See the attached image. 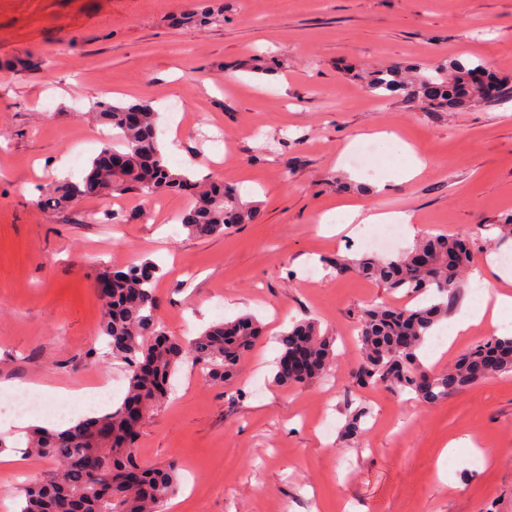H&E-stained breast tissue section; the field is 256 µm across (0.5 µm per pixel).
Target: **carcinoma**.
I'll list each match as a JSON object with an SVG mask.
<instances>
[{"mask_svg": "<svg viewBox=\"0 0 512 512\" xmlns=\"http://www.w3.org/2000/svg\"><path fill=\"white\" fill-rule=\"evenodd\" d=\"M222 12L224 5L203 0L186 20L201 28ZM415 72L416 81L407 83L395 68L378 69L369 76L368 87L380 98L405 90L407 99L421 104L425 112H446L456 102L477 107L512 97L511 78L477 83L470 66H454L451 81L441 67L431 71L417 66ZM97 114L117 143L105 142L80 180L52 183L43 205L57 210L83 197L104 198L133 187L148 198L190 190L191 204L178 221L193 237L222 235L236 224L254 221L256 210L224 180L214 179L198 190L187 173L169 165L159 147L149 103L101 102ZM106 154L125 158V167L112 173L105 170L100 157ZM473 263L469 243L448 233L426 235L397 256L362 254L328 261L338 276L355 272L393 292L423 299L411 307L372 304L362 311L357 335L360 361L355 370L359 385L380 386L434 404L479 380L512 372V336L477 344L443 371H430L419 360L418 350L427 336L454 309ZM161 275L162 269L151 261L96 272V277L111 283L110 295L104 297L101 331L109 339L112 360L126 369L127 391L115 409L65 430H30L23 452L49 459L55 467L22 488L16 512H161L175 493L179 464L140 463L135 452L139 428L129 422L132 402L144 403L148 413L161 403L165 382L186 351L167 336L157 310L154 292ZM262 335L261 323L244 315L210 326L190 342L188 351L206 366L208 379L228 385ZM278 344L281 356L273 381L283 388L320 379L335 360L333 342L313 320L293 326L279 336ZM366 416L362 408L353 411L345 435L361 433Z\"/></svg>", "mask_w": 512, "mask_h": 512, "instance_id": "carcinoma-1", "label": "carcinoma"}]
</instances>
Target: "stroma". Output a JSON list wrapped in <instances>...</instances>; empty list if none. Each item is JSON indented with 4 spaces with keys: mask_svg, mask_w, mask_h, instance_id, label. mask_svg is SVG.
Listing matches in <instances>:
<instances>
[{
    "mask_svg": "<svg viewBox=\"0 0 512 512\" xmlns=\"http://www.w3.org/2000/svg\"><path fill=\"white\" fill-rule=\"evenodd\" d=\"M223 2L197 29L178 22L194 0H0V382L75 390L119 375L95 274L152 260L169 335L189 339L244 313L265 326L232 385L185 361L142 424L139 460L180 465L176 512H512V372L433 405L358 387L362 310L416 300L327 265L365 253L382 225L348 237L319 224L359 201L412 214L399 250L445 230L469 241L476 265L498 252L490 227L512 218V100L424 112L400 93L374 96L364 76L458 60L512 76V0ZM264 54L281 69L246 70ZM17 58L28 69L12 68ZM142 100L170 165L194 176L220 160L225 182L256 206L254 222L195 238L169 221L187 195L156 204L136 188L43 207L57 168L80 180L100 150L96 104ZM382 129L428 158L425 174L403 183L385 154L361 167L342 157ZM305 317L333 337L337 365L323 381L277 387V338ZM492 336L478 326L424 345L420 359L443 370ZM7 404L0 499L11 503L53 463L22 455ZM359 406L365 430L344 439ZM453 440L443 479L439 456Z\"/></svg>",
    "mask_w": 512,
    "mask_h": 512,
    "instance_id": "1",
    "label": "stroma"
}]
</instances>
